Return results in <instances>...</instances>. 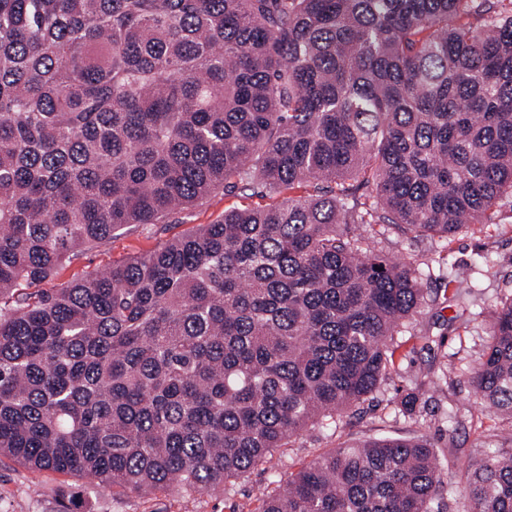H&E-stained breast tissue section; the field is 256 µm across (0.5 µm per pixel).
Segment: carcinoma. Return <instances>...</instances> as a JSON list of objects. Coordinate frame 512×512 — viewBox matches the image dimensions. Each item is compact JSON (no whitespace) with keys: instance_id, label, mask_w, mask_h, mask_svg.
Wrapping results in <instances>:
<instances>
[{"instance_id":"1","label":"carcinoma","mask_w":512,"mask_h":512,"mask_svg":"<svg viewBox=\"0 0 512 512\" xmlns=\"http://www.w3.org/2000/svg\"><path fill=\"white\" fill-rule=\"evenodd\" d=\"M307 196H288L301 185ZM282 196L86 278L84 250L218 190ZM512 193L491 0H0V455L192 495L363 402L424 301L375 226L446 241ZM471 385L512 428V298ZM433 446L364 439L260 512H442ZM512 512V453L467 470Z\"/></svg>"}]
</instances>
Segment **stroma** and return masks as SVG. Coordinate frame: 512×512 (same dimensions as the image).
<instances>
[{
  "label": "stroma",
  "mask_w": 512,
  "mask_h": 512,
  "mask_svg": "<svg viewBox=\"0 0 512 512\" xmlns=\"http://www.w3.org/2000/svg\"><path fill=\"white\" fill-rule=\"evenodd\" d=\"M277 196H227L213 193L190 214L165 224H144L117 233L104 247L74 256L61 268L62 282L84 278L129 258L149 253L168 240L201 224L219 220L231 208H266ZM371 250L420 270L438 268L448 260L457 271L475 274V285L462 296L447 290L439 277L425 284L426 301L395 335V366L376 392L356 412L308 428L279 449L272 462L257 466L247 477L193 495L170 492L119 491L84 476L45 470L32 472L0 457V512H258V489L285 486L288 475L318 456L366 438H424L433 444L455 491L445 512H466L464 468L480 448L512 451V438L475 396L468 381L481 361L490 336L479 317L482 309L512 298V195L503 196L481 222L465 226L448 243L413 237L394 226H382L369 240ZM431 371L440 376L437 389L424 394L426 413L410 414L404 405L414 392L415 378ZM456 413V432L448 430V415Z\"/></svg>",
  "instance_id": "obj_1"
}]
</instances>
